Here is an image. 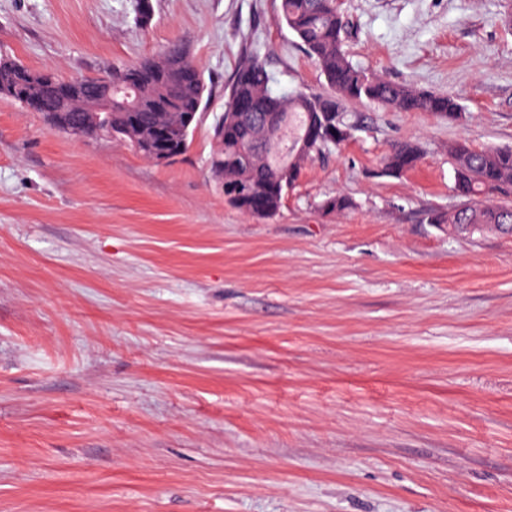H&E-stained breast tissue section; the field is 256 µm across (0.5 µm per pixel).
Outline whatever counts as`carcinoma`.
Here are the masks:
<instances>
[{"label":"carcinoma","mask_w":512,"mask_h":512,"mask_svg":"<svg viewBox=\"0 0 512 512\" xmlns=\"http://www.w3.org/2000/svg\"><path fill=\"white\" fill-rule=\"evenodd\" d=\"M279 21L296 36L313 59L331 93L301 90L277 92L273 78L260 55L243 53L225 89L224 114L213 136L224 140V168L210 158V170L224 187L245 185L266 197L269 214L280 209L285 194L299 180L304 165L331 146L345 141L342 134L358 125L348 119L346 104L366 101L399 112H429L442 118L460 115L457 95L421 91L393 83L368 68L353 63L344 43V25L336 0H281ZM38 71L7 61L0 66V96L23 104L25 97L41 100L39 112L46 116L66 109L56 85L36 83ZM112 82L121 83L120 97L128 104H113L112 136L131 147L151 137L157 124L170 127L168 148L173 156L189 146L191 126L184 114H199L207 91L202 73L179 44L157 56L112 72ZM239 101L251 110L279 112L286 116L284 129L259 127L235 116ZM421 148L399 143L387 156L384 171L400 175L421 159ZM453 160L455 189L465 203L446 213L431 214L433 224H451L457 229L481 231L512 227V146L474 150L465 141L448 145ZM353 206L343 194L325 199L326 212H342Z\"/></svg>","instance_id":"carcinoma-1"}]
</instances>
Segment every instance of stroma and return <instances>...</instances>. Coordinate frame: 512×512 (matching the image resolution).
<instances>
[{"mask_svg": "<svg viewBox=\"0 0 512 512\" xmlns=\"http://www.w3.org/2000/svg\"><path fill=\"white\" fill-rule=\"evenodd\" d=\"M339 4L353 63L462 117L349 103L254 218L208 166L242 51L328 91L280 0H0V57L101 78L179 42L208 86L166 164L0 97V512H512V231L428 220L449 143L512 146V0ZM421 148L414 143H398L387 156L384 165L385 173L400 175L413 169L421 159Z\"/></svg>", "mask_w": 512, "mask_h": 512, "instance_id": "obj_1", "label": "stroma"}]
</instances>
